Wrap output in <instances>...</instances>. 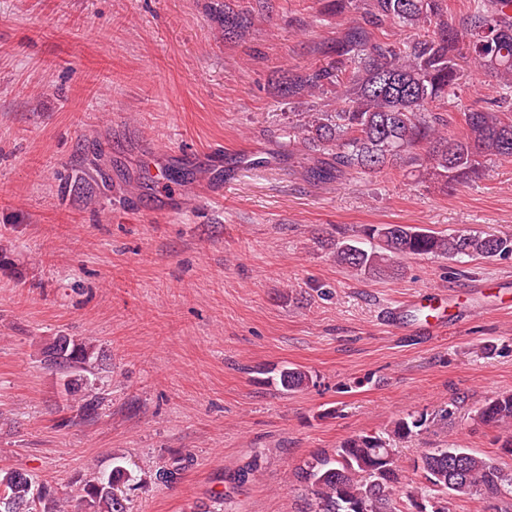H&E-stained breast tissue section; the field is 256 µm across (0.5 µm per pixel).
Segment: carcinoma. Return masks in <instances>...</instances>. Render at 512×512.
Masks as SVG:
<instances>
[{"label": "carcinoma", "mask_w": 512, "mask_h": 512, "mask_svg": "<svg viewBox=\"0 0 512 512\" xmlns=\"http://www.w3.org/2000/svg\"><path fill=\"white\" fill-rule=\"evenodd\" d=\"M512 0H472L456 24L448 23L447 0H327L326 11L340 16L361 12L336 38L322 44V62L292 71L279 83L282 94L305 96L331 88L332 112H306L286 129L288 145L308 161L316 181L341 179L351 172H379L410 166L443 188L472 182L482 175L481 159L512 160ZM249 12L224 5V32L240 36L250 27ZM428 28L411 40H391L390 28ZM498 77L500 103L471 107L463 113L464 129L447 133L448 97L461 79L459 60ZM369 243L326 239L336 263L357 276L392 278L401 260L413 257H482L512 255V237L475 230L444 234L408 224H372ZM39 354L47 368L60 373L67 394L78 398L80 412L97 414L101 397L90 379L105 354L83 339L59 334L44 342ZM283 389H303L312 376L298 368L279 370ZM476 419L485 426L512 428V393L485 401ZM424 415L396 419L387 436H351L331 450L316 453L298 466L296 480L309 493L308 512H403L396 492L402 484L389 437H405L421 428ZM423 485L418 493L428 512H448L457 499L480 497L490 512H505L495 501L512 488V471L469 448L450 444L425 450L414 464ZM130 481L121 456L112 469L84 481L86 512H127L120 486ZM0 512H65L63 501L46 482L18 469L0 468Z\"/></svg>", "instance_id": "carcinoma-1"}]
</instances>
